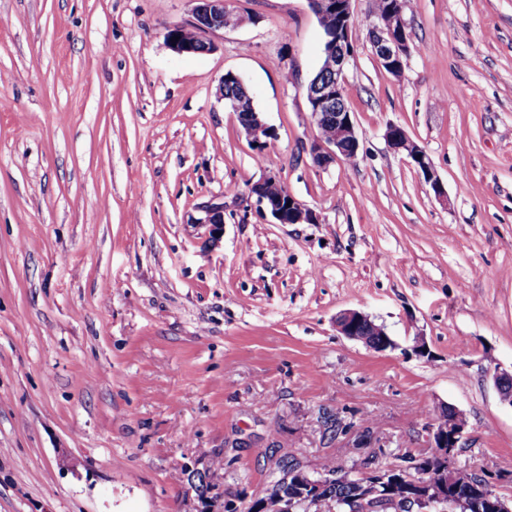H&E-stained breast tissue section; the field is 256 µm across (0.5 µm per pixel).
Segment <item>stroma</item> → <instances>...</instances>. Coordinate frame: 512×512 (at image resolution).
<instances>
[{"mask_svg":"<svg viewBox=\"0 0 512 512\" xmlns=\"http://www.w3.org/2000/svg\"><path fill=\"white\" fill-rule=\"evenodd\" d=\"M238 7L215 51L179 55L191 0H0V512H196L181 469L215 459L231 512L272 456L365 472L428 452L442 406L467 419L457 464L512 500L492 379L512 369V0H407L398 77L356 27L358 156L325 167L308 0ZM229 72L264 149L219 98ZM271 173L318 223L260 212ZM348 309L394 348L340 335ZM244 112H248L250 114L246 121H242L241 117L239 116L242 121L241 127L251 142L258 149H263L264 145L266 144V141H263V139L272 138L274 136L273 130L262 121L260 118V113L255 109L253 104L252 107L249 106V110ZM386 140L390 147L397 152L405 153L424 175L425 180L434 190L435 194L444 195L442 185L436 175L433 164L427 155L409 138V136L398 126H389L385 133ZM204 215L196 219L197 224L207 227L209 237L215 238L224 232L223 204H210L203 209Z\"/></svg>","mask_w":512,"mask_h":512,"instance_id":"35a3bbf8","label":"stroma"}]
</instances>
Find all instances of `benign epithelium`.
I'll list each match as a JSON object with an SVG mask.
<instances>
[{
    "label": "benign epithelium",
    "mask_w": 512,
    "mask_h": 512,
    "mask_svg": "<svg viewBox=\"0 0 512 512\" xmlns=\"http://www.w3.org/2000/svg\"><path fill=\"white\" fill-rule=\"evenodd\" d=\"M194 3L193 20L183 25L185 29L196 32L197 40L193 42L175 39L180 27L175 26L167 34L170 48L178 53H206L215 48L209 35L229 26H236L243 21L238 13V0H191ZM312 12L319 21L327 22L334 17L346 19L352 14L351 0H308ZM406 21L401 9L390 7L387 13L374 14L370 28V40L380 66L394 76H401L404 69V59L409 54L408 41L404 40ZM353 29L348 23L339 24L334 29L324 33L323 56L328 58L326 70L335 73L334 77L323 75L309 83L306 95L309 102V123L319 131L312 153L316 164L325 166L338 156H346L359 149V140L351 112L343 100L345 71L353 54L351 42ZM333 121L336 133L331 137L321 134L325 124ZM241 127L259 149L265 145V140L274 136L273 130L260 118L259 113H251ZM390 147L397 152L406 154L424 175L438 196L444 195L442 185L436 175L433 164L427 155L409 138L398 126L391 125L385 133ZM278 179L269 175L251 187V193L256 195L259 205L266 210L278 224H316L318 216L295 196L269 200L266 186L276 183ZM196 223L208 229L209 237L215 238L224 232V204H210L203 209V216ZM336 328L341 335L362 343L366 342L363 333L380 329V326L369 315L358 310H347L336 319ZM493 379L501 394L502 400L512 406V390L506 386L512 383V372L499 368L493 372ZM456 427L441 433L434 426H428L430 447L442 449V453L453 459L458 450L467 442V420L461 411H456ZM300 480L299 498L318 495L322 487L334 479V475L325 471L311 472L299 465L294 468ZM420 493L401 496V508L404 512H456L460 505L458 501L448 499L441 488L448 487V476H434L415 482Z\"/></svg>",
    "instance_id": "1"
}]
</instances>
